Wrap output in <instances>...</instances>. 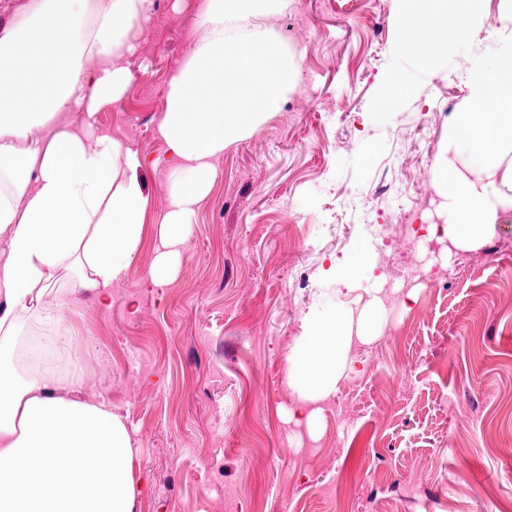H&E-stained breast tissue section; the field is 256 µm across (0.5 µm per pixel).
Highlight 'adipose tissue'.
Returning a JSON list of instances; mask_svg holds the SVG:
<instances>
[{
  "instance_id": "1",
  "label": "adipose tissue",
  "mask_w": 512,
  "mask_h": 512,
  "mask_svg": "<svg viewBox=\"0 0 512 512\" xmlns=\"http://www.w3.org/2000/svg\"><path fill=\"white\" fill-rule=\"evenodd\" d=\"M286 0H203L195 51L169 79L158 133L174 161L163 250L149 270L170 279L216 157L254 135L298 75V59L258 36ZM151 0H26L0 27V512H137L134 441L107 401L73 395L79 375L58 363L69 341L61 308L78 291L110 304L143 237L147 199L140 153L95 131L103 101L118 100L123 64ZM477 0H394L398 55L384 107L415 93L448 64L463 66L464 112L436 155L431 188L445 215L429 236L465 250L486 240L512 209V0L490 27V57L469 56ZM82 115L73 123L71 113ZM383 310L322 306L304 312L286 382L293 421L314 423V405L351 372L352 340L373 341Z\"/></svg>"
}]
</instances>
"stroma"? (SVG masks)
<instances>
[{"mask_svg":"<svg viewBox=\"0 0 512 512\" xmlns=\"http://www.w3.org/2000/svg\"><path fill=\"white\" fill-rule=\"evenodd\" d=\"M202 0H152L96 125L139 151L142 244L112 304L80 292L64 313L81 400L108 401L136 444L138 512H512V211L485 246L445 262L416 243L438 222L430 189L448 136L429 108L468 94L456 67L391 109L393 0H288L267 29L301 55L299 80L253 136L215 159L176 274L149 276L169 166L165 86L195 47ZM410 189L399 204L389 186ZM394 243L356 296L385 289L378 337L324 401L315 429L288 418L286 356L330 258ZM309 273L295 288L290 274ZM413 290L417 302L399 301Z\"/></svg>","mask_w":512,"mask_h":512,"instance_id":"35a3bbf8","label":"stroma"}]
</instances>
